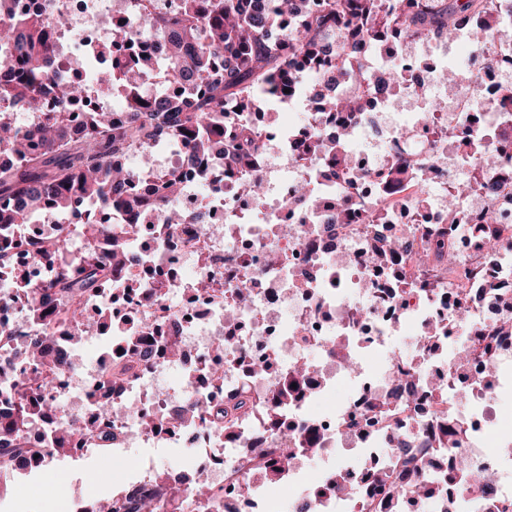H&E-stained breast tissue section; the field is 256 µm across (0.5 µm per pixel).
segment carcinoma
I'll return each mask as SVG.
<instances>
[{
  "instance_id": "1",
  "label": "carcinoma",
  "mask_w": 512,
  "mask_h": 512,
  "mask_svg": "<svg viewBox=\"0 0 512 512\" xmlns=\"http://www.w3.org/2000/svg\"><path fill=\"white\" fill-rule=\"evenodd\" d=\"M17 2L0 0V47L9 50L0 57V147L7 146L11 156L0 161V231L28 223L45 208L66 214L79 199L135 218L149 214L151 224H183V213L166 206L181 191L178 179H168L146 197L113 157L135 153L147 170L154 163L155 144L181 138L187 144L184 160L199 183L207 181V160L216 155L230 170L246 173L264 148L260 130L246 113L269 112V103L285 96V89L311 87L313 103L322 111L359 114L371 106L361 88L377 82L364 65L375 43L450 39L465 23L477 44L504 31L493 0H181L166 18L156 14L155 0H132L135 14L112 43V62L94 72V82L78 85L54 70L52 22L20 12ZM167 32L162 61L144 47L125 56L126 41ZM44 78L53 82L64 104L89 94L122 96L125 119L114 122L109 112H88L77 133L54 121L21 130L7 120L8 113L35 109ZM172 85L184 88V96L167 97ZM228 122L233 126L229 140L213 139V128ZM334 141V127L314 133L304 154L316 159ZM123 247L121 232L110 223L85 226L82 246L75 251L69 240L55 237L41 246L39 259L59 261L61 269L47 284H24L27 321L43 322V335L27 342L33 375L20 379L15 361L0 355V380H13L19 393V403L0 415V455L23 462L14 442L36 418L59 412V402L50 397L51 381L41 378L47 369L66 367L48 350L55 326L81 321L82 329L73 336L77 348L83 332L106 320L87 313L83 303L109 283L112 260L121 257ZM294 463L289 454L271 460L266 483L276 487Z\"/></svg>"
}]
</instances>
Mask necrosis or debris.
<instances>
[{
  "label": "necrosis or debris",
  "mask_w": 512,
  "mask_h": 512,
  "mask_svg": "<svg viewBox=\"0 0 512 512\" xmlns=\"http://www.w3.org/2000/svg\"><path fill=\"white\" fill-rule=\"evenodd\" d=\"M24 12H39L55 24L51 48L62 75L86 82L84 66L70 57L90 45L111 43L130 17L119 0H20ZM463 62L457 93L438 90L434 77L448 50ZM402 64L403 81L416 94L371 88L370 112L348 121L339 152L352 167L335 181L321 172L332 155L306 161L302 145L313 130L332 125L316 107L288 124L258 116L265 148L248 174L227 177L212 160L206 184L184 161L186 147L161 142L155 166L134 171L142 194L170 176L182 192L173 199L187 223L131 227L125 214L112 219L125 232L132 265L113 271L112 286L85 302L87 311H112L117 323L140 319L135 337L111 336L108 351L64 369L54 395L64 406L59 417L38 419L21 440L29 468L51 475V448L65 421L78 419L88 432L72 455L101 445L92 428L108 422L122 447L151 442L190 448L196 469L205 471L213 494L196 512H274L258 479L264 468L254 448H349L354 461L327 465L308 474L289 468L281 476L290 492V512H423L422 499L396 495L405 465L434 487L441 512H512V437L490 441L497 403L512 389V336L499 332L512 318V42L474 45L467 34L451 40L381 43L370 55L374 71ZM490 144L496 164L472 163L460 144ZM412 152L427 164L413 178L397 182L389 171L397 153ZM484 189L457 197L460 222L448 221V199L463 171ZM261 179L262 202L243 188ZM351 217L335 220L338 206ZM498 221L487 226L485 215ZM224 226L203 235L195 218ZM44 211L33 224L0 237L15 255L0 271V353L20 351L26 339L13 330L26 313L18 274L47 280L52 266L35 253L51 231L71 238L79 225L101 221L99 208L85 203L66 223L50 229ZM295 233L287 235L284 225ZM402 250H392L397 239ZM442 246L455 261L419 263L422 249ZM142 288H129L130 279ZM169 288L170 300L150 296L148 285ZM409 330L414 356L394 354L398 328ZM174 337L188 357L169 355L161 339ZM467 345L472 356L458 365L454 353ZM307 366L295 377L293 367ZM187 370L181 386L165 382L168 372ZM453 408H445V399ZM110 412H103L102 403ZM207 403L213 412L238 406L232 436L222 420H188L184 410ZM153 418L146 428L143 417ZM408 444L397 459L392 438ZM491 472V484H466L454 457ZM151 495L163 512H180L156 480L151 461L139 463L112 500L114 512Z\"/></svg>",
  "instance_id": "1"
}]
</instances>
